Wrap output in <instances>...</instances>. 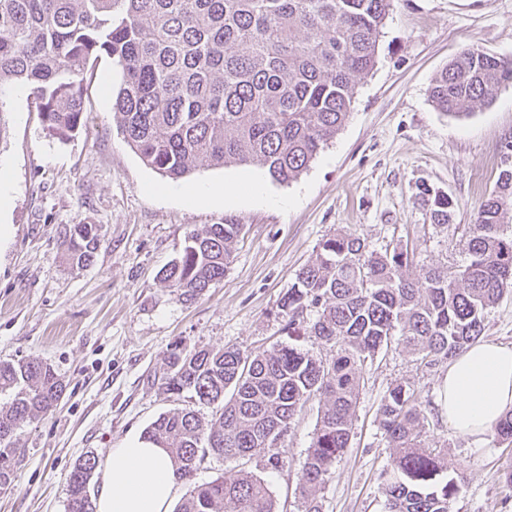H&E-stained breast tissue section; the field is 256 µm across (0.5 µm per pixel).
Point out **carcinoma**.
<instances>
[{
    "mask_svg": "<svg viewBox=\"0 0 512 512\" xmlns=\"http://www.w3.org/2000/svg\"><path fill=\"white\" fill-rule=\"evenodd\" d=\"M393 0H0V97L30 86L46 135L65 141L85 123L84 93L93 64L106 56L121 71L112 89V121L148 167L172 180L201 161L254 166L272 179L298 178L345 125L358 82L376 64L378 41ZM512 86V59L470 46L434 78L430 100L453 117L472 114ZM418 203L431 223L452 221L448 194L425 183ZM512 133L504 137L493 191L460 240L462 265L409 273L414 252L375 250L353 234L320 244L280 300L288 335L315 308L307 334L330 345L316 360L292 344L245 355L234 347L169 350L161 388L221 405L206 422L194 411L158 417L145 439L166 448L182 481L206 458L246 457L271 448L310 401L323 400L302 464V512H322L318 492L348 447L363 368L398 337L432 366L482 336L485 314L512 292ZM241 231L210 224L192 231L161 280L178 298L204 295L224 278ZM78 267L100 247L95 224H74L63 241ZM64 385L37 358L0 363V487L14 479V438L39 414L53 411ZM424 410L411 389L387 390L379 425L396 454L383 475L386 512H450L463 476L426 448ZM512 446V411L493 427ZM99 465L90 452L68 477L67 512H95L90 481ZM274 512L259 478L241 473L192 488L178 512Z\"/></svg>",
    "mask_w": 512,
    "mask_h": 512,
    "instance_id": "carcinoma-1",
    "label": "carcinoma"
}]
</instances>
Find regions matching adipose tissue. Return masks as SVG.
I'll use <instances>...</instances> for the list:
<instances>
[{"instance_id": "adipose-tissue-1", "label": "adipose tissue", "mask_w": 512, "mask_h": 512, "mask_svg": "<svg viewBox=\"0 0 512 512\" xmlns=\"http://www.w3.org/2000/svg\"><path fill=\"white\" fill-rule=\"evenodd\" d=\"M437 408L458 435L483 441L512 410V345L478 341L451 359ZM179 487L167 450L140 438L109 449L96 512H171Z\"/></svg>"}]
</instances>
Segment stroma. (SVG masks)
<instances>
[{
  "instance_id": "1",
  "label": "stroma",
  "mask_w": 512,
  "mask_h": 512,
  "mask_svg": "<svg viewBox=\"0 0 512 512\" xmlns=\"http://www.w3.org/2000/svg\"><path fill=\"white\" fill-rule=\"evenodd\" d=\"M475 45L512 58V0H394L377 60L355 90L345 126L310 167L290 183L258 167L201 164L185 186L259 181L262 194L221 203L188 204L162 193L169 180L146 166L112 121L111 88L121 75L101 58L85 94V126L59 141L46 136L29 88L6 93L9 135L0 168L11 203L0 222V363L36 357L56 371L65 392L52 413L19 434L16 478L0 488V512H66L67 478L87 452L105 457L145 434L174 408L214 417L217 408L163 392L157 378L172 346L188 351L232 346L257 354L288 341L317 359L330 348L289 337L280 300L297 271L336 232L370 248L414 250L417 265L463 264L461 228L494 187L501 143L512 132V86L466 118L436 111L429 90L462 49ZM427 182L453 202L451 229L431 226L417 204ZM242 224L223 280L201 297L179 300L160 272L181 253L190 231L225 221ZM74 224L98 225L93 263L73 266L62 242ZM446 364L425 366L402 347L381 350L364 370L352 437L319 492L322 512H385L382 474L394 450L377 422L388 388H413L426 411L424 439L445 452L464 481L450 512H512V447L493 436L473 443L436 410ZM320 410L309 403L281 439L284 462L271 449L243 459L213 456L193 483L252 472L269 487L275 512H301V465Z\"/></svg>"
}]
</instances>
